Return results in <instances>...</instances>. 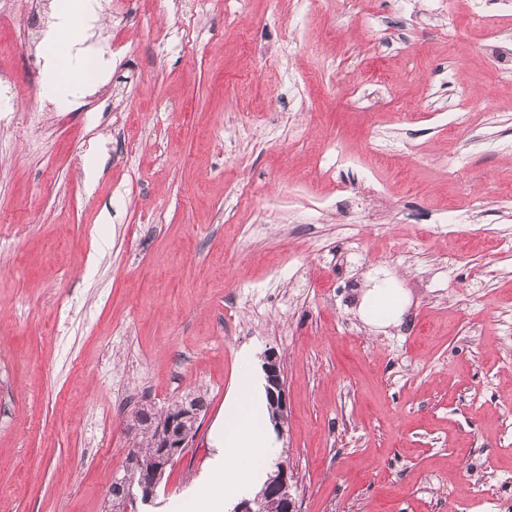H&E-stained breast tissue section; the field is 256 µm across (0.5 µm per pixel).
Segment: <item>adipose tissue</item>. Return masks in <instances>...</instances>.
<instances>
[{"label":"adipose tissue","instance_id":"obj_1","mask_svg":"<svg viewBox=\"0 0 512 512\" xmlns=\"http://www.w3.org/2000/svg\"><path fill=\"white\" fill-rule=\"evenodd\" d=\"M77 63V55L67 48L55 53L45 71L43 89L59 106H69L75 96L76 86L67 74ZM403 302L400 289L384 283L367 293L361 314L368 323H385L399 314ZM237 389L224 408L217 434L224 460L214 464L204 487L192 498L193 512H223L226 502L257 493L265 479L264 468L277 452L275 441L265 430L267 406L250 363H243Z\"/></svg>","mask_w":512,"mask_h":512}]
</instances>
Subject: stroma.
<instances>
[{"mask_svg":"<svg viewBox=\"0 0 512 512\" xmlns=\"http://www.w3.org/2000/svg\"><path fill=\"white\" fill-rule=\"evenodd\" d=\"M110 2L82 39L103 76L66 108L23 0L0 31V512H105L132 411L194 393L195 445L145 509L183 512L241 353L270 349L298 512H507L512 73L483 49L490 0ZM362 178L378 194L342 212ZM387 277L407 304L374 326L358 305Z\"/></svg>","mask_w":512,"mask_h":512,"instance_id":"35a3bbf8","label":"stroma"}]
</instances>
